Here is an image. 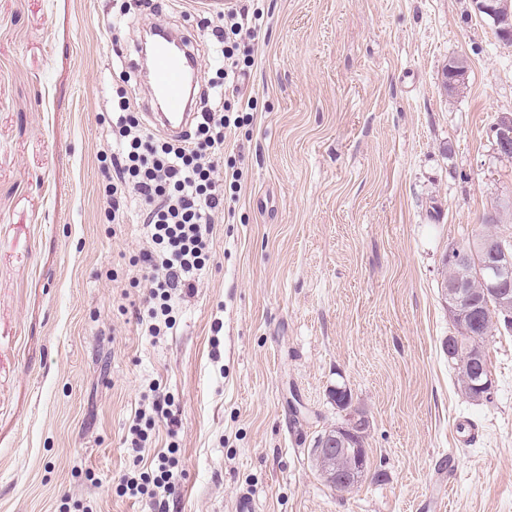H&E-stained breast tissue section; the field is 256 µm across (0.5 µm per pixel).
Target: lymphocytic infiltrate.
I'll return each mask as SVG.
<instances>
[{
    "instance_id": "obj_1",
    "label": "lymphocytic infiltrate",
    "mask_w": 512,
    "mask_h": 512,
    "mask_svg": "<svg viewBox=\"0 0 512 512\" xmlns=\"http://www.w3.org/2000/svg\"><path fill=\"white\" fill-rule=\"evenodd\" d=\"M262 17V12L246 8L225 12L224 25L214 30L210 44L215 101L201 108L182 139L154 133L126 97L112 106V151L103 158L111 174L104 194L113 220L123 218L129 204L140 206L147 246L132 264L150 281L145 335L157 337L174 328L173 302L195 293L197 274L210 259L208 236L214 218L224 211L226 192H237L240 185L238 169L221 174L217 167L224 157L227 131L250 125L257 102L240 95L224 97L223 90L253 66L250 40ZM148 391L151 408L136 410V423L130 428L132 466L118 477L115 489L119 496L148 504L152 512H165L175 489L178 448L172 443L152 460L144 459L146 428L164 404L156 386Z\"/></svg>"
}]
</instances>
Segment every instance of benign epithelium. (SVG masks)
Returning a JSON list of instances; mask_svg holds the SVG:
<instances>
[{
  "label": "benign epithelium",
  "instance_id": "1",
  "mask_svg": "<svg viewBox=\"0 0 512 512\" xmlns=\"http://www.w3.org/2000/svg\"><path fill=\"white\" fill-rule=\"evenodd\" d=\"M476 11L494 21L498 27L503 17L512 14V0H473ZM468 69L467 60L460 57L448 64L444 90L448 95L458 94L465 83ZM494 147L504 160L512 159V113L501 112L492 127ZM443 263L455 266V275L443 282L442 296L450 316L464 328L479 317L474 293L491 297L497 309L505 317L512 316V245L503 239L477 236L463 248L451 247ZM474 390L468 396L472 402H489L494 396L492 379L473 384ZM344 396L336 397V409L346 412L343 423L328 430L316 442V456L324 475L339 493H349L355 488V478L336 473L333 468L340 458L353 457L354 452L347 445L355 443V437L367 427L365 416L351 408L352 394L342 389Z\"/></svg>",
  "mask_w": 512,
  "mask_h": 512
}]
</instances>
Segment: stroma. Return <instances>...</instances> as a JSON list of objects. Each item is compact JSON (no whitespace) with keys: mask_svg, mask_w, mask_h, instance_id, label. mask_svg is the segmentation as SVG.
<instances>
[{"mask_svg":"<svg viewBox=\"0 0 512 512\" xmlns=\"http://www.w3.org/2000/svg\"><path fill=\"white\" fill-rule=\"evenodd\" d=\"M0 0V512H148L115 492L142 394L172 413L144 455L179 447L170 512H512V332L483 348L491 402L461 395L442 348L456 329L442 258L499 211L512 232V163L494 151L512 112V44L471 0H260L258 101L230 135L244 173L215 224L193 296L166 335H142L146 248L135 214L100 196L112 98L143 111L130 66L152 20L210 32L225 0ZM467 57L458 97L448 60ZM349 387L370 423L369 472L342 494L312 467ZM475 433L462 443L457 421Z\"/></svg>","mask_w":512,"mask_h":512,"instance_id":"1","label":"stroma"}]
</instances>
